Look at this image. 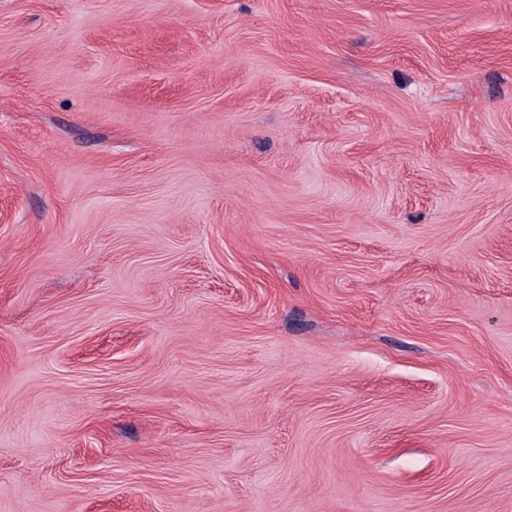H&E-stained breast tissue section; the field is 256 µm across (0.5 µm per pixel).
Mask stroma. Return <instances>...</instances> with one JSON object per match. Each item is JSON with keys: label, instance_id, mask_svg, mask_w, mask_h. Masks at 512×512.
Segmentation results:
<instances>
[{"label": "stroma", "instance_id": "35a3bbf8", "mask_svg": "<svg viewBox=\"0 0 512 512\" xmlns=\"http://www.w3.org/2000/svg\"><path fill=\"white\" fill-rule=\"evenodd\" d=\"M0 512H512V0H0Z\"/></svg>", "mask_w": 512, "mask_h": 512}]
</instances>
